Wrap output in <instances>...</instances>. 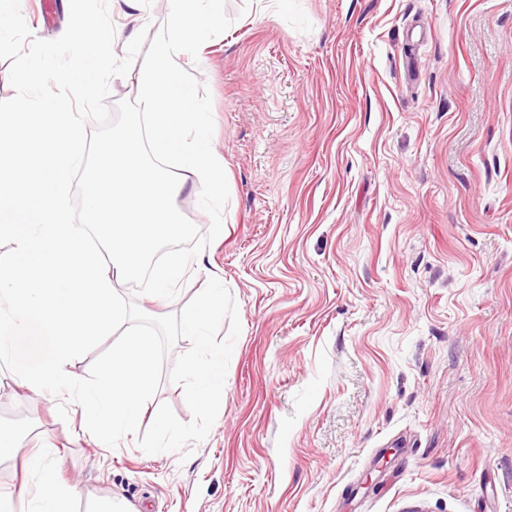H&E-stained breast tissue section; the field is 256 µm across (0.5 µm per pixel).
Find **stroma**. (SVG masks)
<instances>
[{"label":"stroma","mask_w":512,"mask_h":512,"mask_svg":"<svg viewBox=\"0 0 512 512\" xmlns=\"http://www.w3.org/2000/svg\"><path fill=\"white\" fill-rule=\"evenodd\" d=\"M34 36L69 0H21ZM167 0H109L114 52ZM178 55L212 97L229 200L177 296L218 278L242 331L208 437L109 447L0 367V493L27 454L129 512H512V0H227Z\"/></svg>","instance_id":"stroma-1"}]
</instances>
